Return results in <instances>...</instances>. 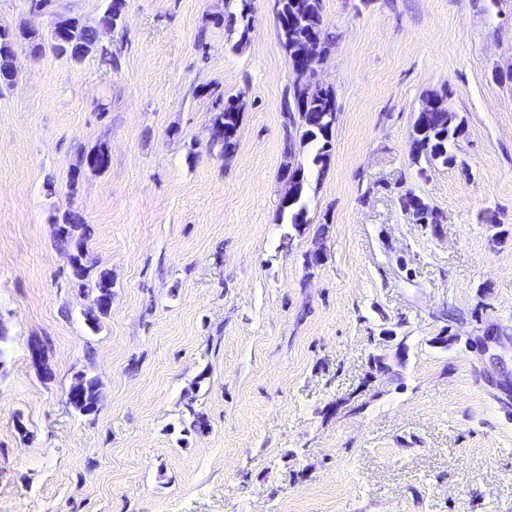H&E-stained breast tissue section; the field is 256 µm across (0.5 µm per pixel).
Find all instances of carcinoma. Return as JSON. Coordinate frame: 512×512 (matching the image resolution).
I'll return each mask as SVG.
<instances>
[{
    "instance_id": "obj_1",
    "label": "carcinoma",
    "mask_w": 512,
    "mask_h": 512,
    "mask_svg": "<svg viewBox=\"0 0 512 512\" xmlns=\"http://www.w3.org/2000/svg\"><path fill=\"white\" fill-rule=\"evenodd\" d=\"M125 0H109V4L93 23L86 22L78 16L66 13H54V26L67 35V42L56 40L55 32L43 35L35 29L20 27L15 31L0 30V86L11 87L16 82L14 67V45L23 44L33 54H39L50 49L59 57L71 61H80L89 55L102 54L106 48L100 44V30L112 29L121 22ZM253 6V0H238L234 10L224 16L225 26L237 34L236 45L240 46L248 40L251 16L246 8ZM280 46L288 58L293 79L300 75L298 58L299 50L310 31L322 43L331 45L335 42L333 33L324 21L323 0H280L279 12L276 15ZM436 101L439 109L434 112H417L412 123L409 138L414 148L410 153L411 160L419 166L418 172L424 173L428 165L441 164L453 167L458 162L455 153L457 142L465 135L464 120L448 110V91L433 92L427 95V101ZM242 105L229 98L224 105L212 116V127L215 139L210 148L217 149L219 154L234 150L238 146V134L241 122ZM282 112L285 116L293 117L291 122L284 123L285 154L288 158L295 155L294 142L299 145L310 144L316 147L312 164L318 167V172L325 171L329 159L328 148L333 136V125L322 118V114L337 115L336 101L331 90L319 95L308 93L292 85L286 95ZM81 159L95 163L96 169L107 167L109 155L106 148L98 147L89 151H81ZM288 175V196L281 204V214L300 230L308 224L307 209L304 200L307 175L300 164L290 162L286 165ZM402 209H414L427 216L429 223L439 224L438 211L427 200L410 191L399 198ZM91 236V227L83 221L74 210L65 211L57 224L55 241L57 245L70 253L72 276L82 282L94 278L96 295L103 298L112 297V275L107 270H101L96 276H91L92 267L84 263V250ZM70 391L75 393V399L69 404L82 415L97 413L101 402L100 382L97 377L79 373L75 377Z\"/></svg>"
}]
</instances>
